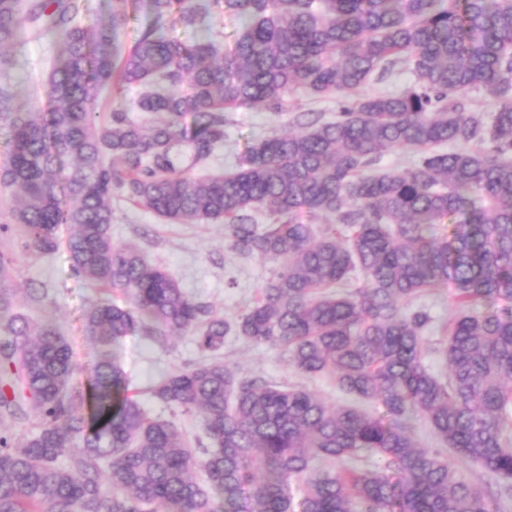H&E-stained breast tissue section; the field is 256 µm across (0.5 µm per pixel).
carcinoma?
Segmentation results:
<instances>
[{"mask_svg": "<svg viewBox=\"0 0 512 512\" xmlns=\"http://www.w3.org/2000/svg\"><path fill=\"white\" fill-rule=\"evenodd\" d=\"M109 4L85 25L82 0H0V190L11 195L0 234L16 226L24 253L48 256L70 225L73 271L131 304L86 309L102 354L76 390L57 323L16 309L18 266L0 254V512H493L491 496L512 489V0ZM215 12L241 24L232 53L212 34L173 35L208 28ZM27 23L60 45L37 111L16 104L5 55ZM398 67L412 86L359 93ZM114 87L141 88L137 110L163 119L117 103L100 120ZM298 87L343 96L336 116L299 115L302 130L250 142L234 172L193 174L224 145L225 112H283ZM474 90L496 111H474ZM402 150L410 166L378 167ZM116 190L170 223L224 224L231 248L275 263L274 275L245 313L214 314L112 240ZM300 213L330 224L317 234ZM355 271L359 288L334 290ZM444 288L457 309L442 327L446 381L424 362L433 318L412 307ZM132 333L162 347L190 336L204 354L150 388L173 415L200 417L196 446L129 391L114 348ZM229 336L284 350L299 374L329 375L383 411L242 377L220 357ZM417 418L442 447L416 443ZM450 451L485 486L460 479ZM361 452L377 464L350 466Z\"/></svg>", "mask_w": 512, "mask_h": 512, "instance_id": "cac0c4a2", "label": "carcinoma"}]
</instances>
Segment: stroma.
I'll list each match as a JSON object with an SVG mask.
<instances>
[{
  "label": "stroma",
  "instance_id": "35a3bbf8",
  "mask_svg": "<svg viewBox=\"0 0 512 512\" xmlns=\"http://www.w3.org/2000/svg\"><path fill=\"white\" fill-rule=\"evenodd\" d=\"M16 65L10 80L24 108H42L47 104V75L54 64L55 50L46 39L27 34L15 51ZM338 110L336 97L316 100L300 91L288 96V110L276 115L260 107H246L227 113L224 147L207 166L205 175H220L234 170L237 157L247 143L273 132L291 130L292 118L299 112H322L333 116ZM112 238L119 244L135 245L145 261L167 269L189 295L208 302L217 314L233 318L243 313L272 276L274 263L257 256L244 257L231 249L220 224H168L156 215L138 209L121 196L112 199ZM0 253L19 256L20 276L13 284L20 311L34 321L55 317L70 347L75 367L74 382L86 384L89 367L99 354V345L90 336L84 322L85 310L97 300L99 290L76 275L65 250L50 257L21 254L18 233L0 235ZM46 286L50 305L29 306L28 284ZM423 304L434 318L429 334L432 348L425 363L434 374L447 372L438 348L442 327L454 311L448 292L425 295ZM118 361L128 379L129 388L138 392L149 416L171 418L170 409L155 402L147 392L159 376L188 362H197L201 352L190 337L170 339L166 346L152 345L143 336H126L117 350ZM224 361L241 374L255 375L267 381L300 385L315 390L329 402L354 404L353 396L340 390L329 377L305 378L296 374L285 351L255 348L230 337L224 342Z\"/></svg>",
  "mask_w": 512,
  "mask_h": 512
}]
</instances>
